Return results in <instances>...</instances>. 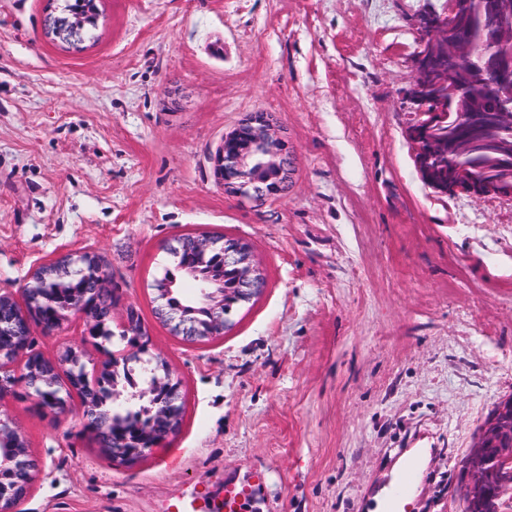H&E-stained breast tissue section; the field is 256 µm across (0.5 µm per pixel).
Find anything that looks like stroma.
<instances>
[{
	"instance_id": "35a3bbf8",
	"label": "stroma",
	"mask_w": 512,
	"mask_h": 512,
	"mask_svg": "<svg viewBox=\"0 0 512 512\" xmlns=\"http://www.w3.org/2000/svg\"><path fill=\"white\" fill-rule=\"evenodd\" d=\"M444 2L96 0L71 49L45 34L60 0H0V294L97 256L113 320L136 307L184 401L132 463L81 411L10 401L36 463L23 512H222L253 469L252 512H371L413 448L405 512H461L460 462L512 396V203L438 195L414 165V19ZM257 112L294 164L285 194L244 201L214 158ZM184 234L245 243L264 278L200 343L154 311ZM84 330L32 326V348L57 357ZM266 477L262 472H250L242 479L224 483V511L244 512L253 500L264 495Z\"/></svg>"
}]
</instances>
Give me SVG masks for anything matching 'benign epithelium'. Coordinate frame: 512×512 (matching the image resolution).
<instances>
[{"label":"benign epithelium","instance_id":"7a95c632","mask_svg":"<svg viewBox=\"0 0 512 512\" xmlns=\"http://www.w3.org/2000/svg\"><path fill=\"white\" fill-rule=\"evenodd\" d=\"M467 6L463 0H446L441 10L428 8L415 17L416 41L408 63L412 79L403 91L401 106L408 112L405 135L413 150V161L424 182L440 195L465 194L474 200L496 197L512 202V179H490L474 173L467 166L454 168L453 176L441 181L434 175L433 163L449 155L448 142L433 134V130L447 119L448 109L460 106L459 86L454 69L437 73V92L433 95L424 89V76L430 69L432 55L437 49L448 54V64L465 63L475 68L490 88L492 113L496 124L512 128V14L501 9L500 0H483V6L501 18L493 31L485 35V50L477 51L469 33L451 35L448 30L457 24L459 11ZM214 174L224 188L242 198L275 197L288 186L293 165V154L288 143L279 137L267 115L255 113L243 120L224 141L214 158ZM224 263L243 270L238 282L239 299L249 301L259 290L261 274L253 263L250 250L236 239L224 240ZM73 275L93 285L88 298L72 312L80 314L86 325V335L95 339L102 334L104 324L98 320L99 310L107 307L111 290L97 257L84 254L78 259ZM224 286L209 281L199 285L196 295L187 305L165 311L162 316L173 323L172 330L193 341L199 336L192 309L201 305L208 310L214 324L224 332L228 328L224 319ZM125 335L136 339L144 335L134 307L129 306L120 323ZM118 356L109 352L106 358L92 369H87L84 345L66 347L60 358L77 359L82 373V383L70 388V395L58 400L43 389L38 381L43 376L34 375L30 396L47 403L55 414L70 410L72 404L82 409L90 432L106 440L103 425L94 419L95 407L88 394L96 392L99 380L108 361ZM14 362L0 360V468L19 471L25 480L11 488L0 487V512H19V505L28 497L34 477L35 463L27 443L5 408L7 397L14 393ZM163 441L159 437L147 443L126 436L122 443L130 450L116 456L127 462L145 455V450L156 448ZM512 465V398L499 404L474 436L470 449L461 461L462 483L459 496L465 512H508L512 508V493L503 490L492 480L500 469Z\"/></svg>","mask_w":512,"mask_h":512}]
</instances>
